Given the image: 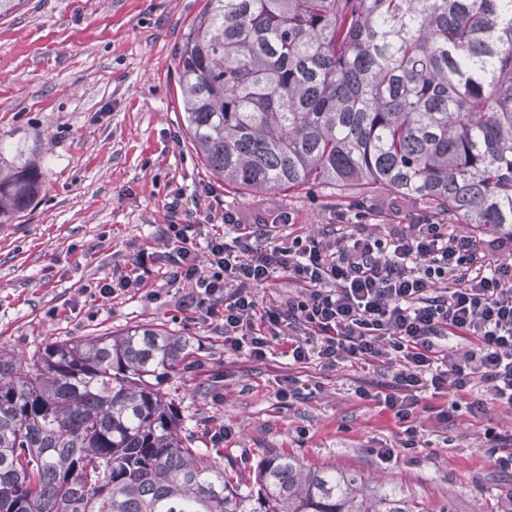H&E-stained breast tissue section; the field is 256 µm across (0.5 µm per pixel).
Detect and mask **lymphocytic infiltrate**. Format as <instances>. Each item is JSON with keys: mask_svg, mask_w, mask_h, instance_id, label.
I'll return each instance as SVG.
<instances>
[{"mask_svg": "<svg viewBox=\"0 0 512 512\" xmlns=\"http://www.w3.org/2000/svg\"><path fill=\"white\" fill-rule=\"evenodd\" d=\"M373 213L358 203L319 238L292 233L287 211L244 224L228 209L203 247L194 224L160 227L162 259L168 282L189 288L185 306L222 321L226 351L262 361L277 345L298 368H388L390 382L358 394L389 410L412 448L411 418L433 409L448 420V396L465 398L476 419L488 404L512 406V256L487 262L480 241L426 211L384 236L350 232ZM281 278L295 291L260 305L257 288ZM454 339L466 348H451Z\"/></svg>", "mask_w": 512, "mask_h": 512, "instance_id": "lymphocytic-infiltrate-1", "label": "lymphocytic infiltrate"}]
</instances>
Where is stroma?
I'll return each mask as SVG.
<instances>
[{
	"label": "stroma",
	"instance_id": "35a3bbf8",
	"mask_svg": "<svg viewBox=\"0 0 512 512\" xmlns=\"http://www.w3.org/2000/svg\"><path fill=\"white\" fill-rule=\"evenodd\" d=\"M206 0H24L0 19V138L38 150L42 191L34 208L0 224V347L28 355L49 341L161 324L189 336L193 354L163 389L193 447L208 449L248 484L273 449L313 466L392 484L425 512H512V476L491 454L512 448V407L482 418L413 417L418 446L401 445L393 416L361 399L360 364L298 370L306 399L276 396L288 367L280 354L255 361L224 350L218 322L181 305L157 263L142 271L158 297L133 290L102 297L100 282L141 251H163L159 225L181 196L210 236L225 209L242 223L286 210L298 233L322 235L355 205L321 186L254 193L224 187L192 148L182 125L177 49ZM366 232L383 235L415 212L393 194L372 196ZM227 428L224 444L210 434ZM390 449L387 457L379 448Z\"/></svg>",
	"mask_w": 512,
	"mask_h": 512
}]
</instances>
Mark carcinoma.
I'll return each mask as SVG.
<instances>
[{"label": "carcinoma", "instance_id": "carcinoma-1", "mask_svg": "<svg viewBox=\"0 0 512 512\" xmlns=\"http://www.w3.org/2000/svg\"><path fill=\"white\" fill-rule=\"evenodd\" d=\"M178 73L228 187L396 194L512 236V0H206ZM34 153L0 141V224L40 194ZM190 355L153 324L0 348V512H423L276 449L232 481L162 388Z\"/></svg>", "mask_w": 512, "mask_h": 512}]
</instances>
